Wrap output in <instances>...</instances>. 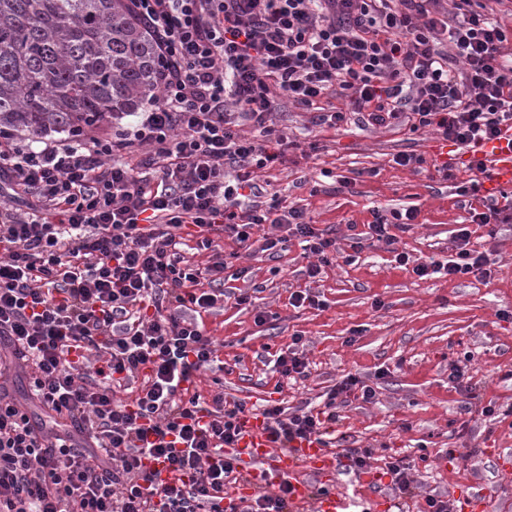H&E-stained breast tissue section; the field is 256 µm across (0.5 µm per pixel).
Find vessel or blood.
<instances>
[{
	"label": "vessel or blood",
	"instance_id": "1",
	"mask_svg": "<svg viewBox=\"0 0 512 512\" xmlns=\"http://www.w3.org/2000/svg\"><path fill=\"white\" fill-rule=\"evenodd\" d=\"M474 155L492 169L496 182L512 183V129L505 131L501 139L478 145ZM246 431L239 448L241 459L256 474L265 475L269 484L289 482L295 507H304L311 501L314 512H349L352 497L335 479L337 458L333 450L314 441L299 444L289 452L275 448L261 418L255 415L249 416ZM305 468L313 471L327 488L319 498H311L308 483L299 476Z\"/></svg>",
	"mask_w": 512,
	"mask_h": 512
}]
</instances>
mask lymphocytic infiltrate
I'll use <instances>...</instances> for the list:
<instances>
[{
  "instance_id": "1",
  "label": "lymphocytic infiltrate",
  "mask_w": 512,
  "mask_h": 512,
  "mask_svg": "<svg viewBox=\"0 0 512 512\" xmlns=\"http://www.w3.org/2000/svg\"><path fill=\"white\" fill-rule=\"evenodd\" d=\"M169 67L132 132H87L33 144L0 138V188L28 201L0 205V379L31 370L32 395L66 418L34 426L0 393V512H294L291 486L258 484L243 508L224 505L242 480L237 446L244 403L215 395L205 407L191 384L216 359L196 319L214 308L232 255L276 259L298 239L309 279L335 260L336 240L303 208L261 200L259 173L282 161L271 120L282 103L316 108L338 127L362 112L378 127L437 132L473 146L512 129V35L475 10L476 0H131ZM414 207L375 212L368 235L391 246ZM193 225L194 239L180 231ZM461 228L445 261L395 259L418 278H490L485 253ZM211 252L206 265L189 250ZM141 386L131 399L115 389ZM374 389L347 376L309 409L259 411L278 447L337 442L340 395ZM167 463L166 482L147 460Z\"/></svg>"
}]
</instances>
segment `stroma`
Here are the masks:
<instances>
[{
	"label": "stroma",
	"mask_w": 512,
	"mask_h": 512,
	"mask_svg": "<svg viewBox=\"0 0 512 512\" xmlns=\"http://www.w3.org/2000/svg\"><path fill=\"white\" fill-rule=\"evenodd\" d=\"M312 117L281 107L275 127L301 147L260 184L306 208L318 228L335 231L340 254L311 283L297 244L276 260L239 251L234 265L249 268L250 278L226 279L223 300L202 315L218 360L197 373L196 389L206 398L223 389L226 401L249 407L275 394L294 411L346 375L357 376L376 397L339 402L347 446L373 449L375 470L388 455L418 460L410 496H396L390 477L375 470L367 475L370 491L403 512H423L428 495L454 502L457 489L469 488L482 492L484 512H512V379L501 377L512 368V223H472L478 202L459 188L478 173L467 166V149L448 150L435 132L376 128L362 113L337 129L314 125ZM401 153L424 162L399 166L394 158ZM449 158L446 179L438 168ZM408 207L419 214L400 234L399 250L422 259L449 256L466 226L472 248L488 253L492 276L421 279L382 247L351 250L352 231H364L375 209ZM244 286L257 289L255 308L236 305L234 294ZM307 287L325 308L290 305L291 293ZM259 310L268 314L265 323L254 321ZM297 333L310 374L292 382L273 373L269 361ZM454 366L471 376L473 396L449 381ZM490 404L496 414L484 415Z\"/></svg>",
	"instance_id": "stroma-1"
}]
</instances>
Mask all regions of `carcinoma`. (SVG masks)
<instances>
[{"label":"carcinoma","mask_w":512,"mask_h":512,"mask_svg":"<svg viewBox=\"0 0 512 512\" xmlns=\"http://www.w3.org/2000/svg\"><path fill=\"white\" fill-rule=\"evenodd\" d=\"M161 65L130 0H0V132L118 120L152 98Z\"/></svg>","instance_id":"carcinoma-1"}]
</instances>
